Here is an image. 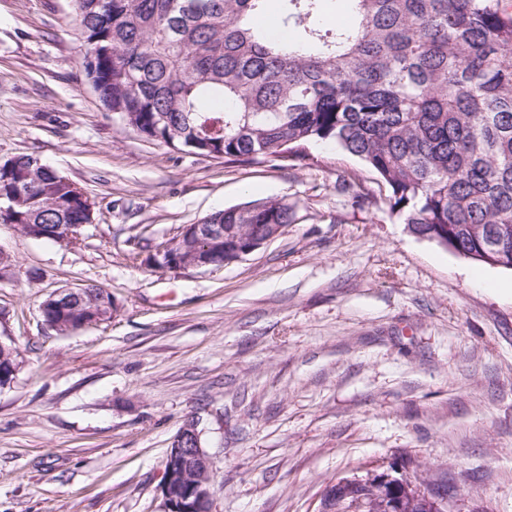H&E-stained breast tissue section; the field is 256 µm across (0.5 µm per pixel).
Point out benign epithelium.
I'll return each instance as SVG.
<instances>
[{
	"label": "benign epithelium",
	"instance_id": "benign-epithelium-1",
	"mask_svg": "<svg viewBox=\"0 0 512 512\" xmlns=\"http://www.w3.org/2000/svg\"><path fill=\"white\" fill-rule=\"evenodd\" d=\"M283 226L271 225L266 237L253 243L239 239L236 229L224 232L209 224H188L181 234L157 247L146 257L150 266L159 270H187L212 268L214 259L224 257V240L235 242L230 262L243 260L263 244L277 237ZM84 300L82 293L61 290L51 295L42 305L44 321L52 316L63 318L64 305ZM115 305L107 294L92 298L81 327L85 328L109 320ZM193 440V446L170 448L162 475V500L159 512H210L209 483L210 457L205 450L198 424L188 421L176 433L174 440ZM445 501L424 492L403 467L395 464L364 476L346 477L328 486L322 497L320 512H445Z\"/></svg>",
	"mask_w": 512,
	"mask_h": 512
}]
</instances>
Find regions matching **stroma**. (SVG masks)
<instances>
[{"label": "stroma", "mask_w": 512, "mask_h": 512, "mask_svg": "<svg viewBox=\"0 0 512 512\" xmlns=\"http://www.w3.org/2000/svg\"><path fill=\"white\" fill-rule=\"evenodd\" d=\"M70 0H0V160L30 155L91 197L76 240L0 224V512H157L166 451L195 420L211 512H318L376 465L418 469L447 512H512V269L413 236L376 176L185 154L105 109ZM284 198L294 220L219 269L148 250L213 211ZM93 283L117 311L49 328L53 292Z\"/></svg>", "instance_id": "obj_1"}]
</instances>
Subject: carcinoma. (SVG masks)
Returning a JSON list of instances; mask_svg holds the SVG:
<instances>
[{
	"mask_svg": "<svg viewBox=\"0 0 512 512\" xmlns=\"http://www.w3.org/2000/svg\"><path fill=\"white\" fill-rule=\"evenodd\" d=\"M343 2L350 22L332 24ZM72 0L82 66L105 107L178 152L302 167L334 145L377 175L410 233L512 269V10L503 0ZM1 224L92 215L35 158L0 169ZM288 200L203 224L255 239L290 224Z\"/></svg>",
	"mask_w": 512,
	"mask_h": 512,
	"instance_id": "cac0c4a2",
	"label": "carcinoma"
}]
</instances>
